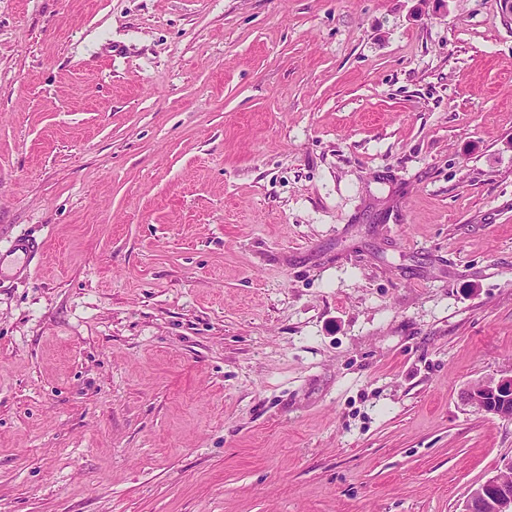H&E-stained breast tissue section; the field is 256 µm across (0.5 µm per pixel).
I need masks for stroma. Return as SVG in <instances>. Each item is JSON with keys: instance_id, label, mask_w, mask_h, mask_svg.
Wrapping results in <instances>:
<instances>
[{"instance_id": "35a3bbf8", "label": "stroma", "mask_w": 512, "mask_h": 512, "mask_svg": "<svg viewBox=\"0 0 512 512\" xmlns=\"http://www.w3.org/2000/svg\"><path fill=\"white\" fill-rule=\"evenodd\" d=\"M0 512H459L512 459L507 0H0ZM43 254V244L36 239L20 236L0 250V278L26 270L30 262ZM465 399L488 416L512 421V370L474 382L467 388Z\"/></svg>"}]
</instances>
